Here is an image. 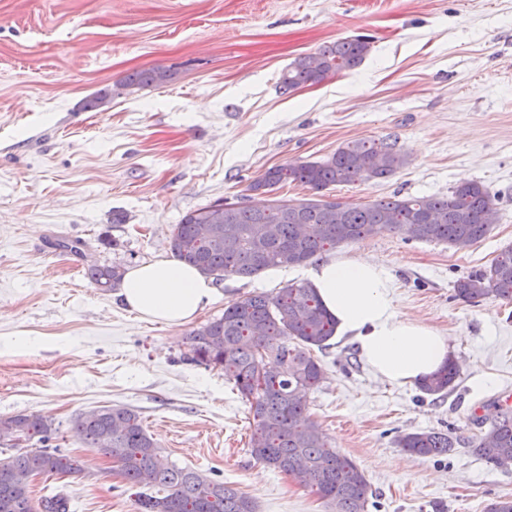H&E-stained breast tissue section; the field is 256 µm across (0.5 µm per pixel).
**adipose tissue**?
Instances as JSON below:
<instances>
[{
    "mask_svg": "<svg viewBox=\"0 0 512 512\" xmlns=\"http://www.w3.org/2000/svg\"><path fill=\"white\" fill-rule=\"evenodd\" d=\"M311 282L335 318L338 334L352 339L360 361L375 377L402 387L431 376L453 359L447 336L399 313L393 276L383 265L332 258L319 262ZM214 294L198 269L170 259L130 267L120 292L140 319L167 325L188 322Z\"/></svg>",
    "mask_w": 512,
    "mask_h": 512,
    "instance_id": "1",
    "label": "adipose tissue"
}]
</instances>
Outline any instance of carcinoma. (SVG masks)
<instances>
[{
  "label": "carcinoma",
  "instance_id": "obj_1",
  "mask_svg": "<svg viewBox=\"0 0 512 512\" xmlns=\"http://www.w3.org/2000/svg\"><path fill=\"white\" fill-rule=\"evenodd\" d=\"M371 51L367 36L327 43L301 54L282 71L278 91L285 95L320 84L359 67ZM175 72L153 67L128 74L123 86L144 87L170 82ZM406 156L388 138L346 143L328 158L274 166L250 184L256 195L300 183L318 199L260 209L246 203L218 202L185 215L175 225L173 257L221 282L224 276L251 278L267 269L300 265L340 245L364 240L381 230H395L411 240L473 246L486 238L494 223L496 197L483 184L467 182L446 196H400L367 204L330 200L322 191L333 185L387 178L405 166ZM87 278L98 288L121 282L120 268L92 264ZM455 298L466 303L486 299L512 303V247L488 266L454 282ZM336 322L314 288L288 284L274 293L255 292L224 309V315L188 336L191 361L224 371L248 404L253 423L251 454L284 474L297 475L332 512H366L369 484L363 470L332 446L329 437L307 415L310 394L324 378L312 348L329 346ZM455 362L417 382L419 390L440 397L454 388ZM77 427L86 443L118 464L125 481L157 489L141 494L138 512H257L256 502L240 490L206 474L165 460L139 415L125 406H103L80 415ZM0 436V512H69V498L59 493L31 497L26 475H69L82 467L71 456L48 448L12 451L11 436L51 439L52 420L17 414L2 418ZM397 447L410 455L440 457L459 444L451 431L405 432ZM475 451L495 467L512 469V410L496 406Z\"/></svg>",
  "mask_w": 512,
  "mask_h": 512
}]
</instances>
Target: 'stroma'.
Masks as SVG:
<instances>
[{
    "mask_svg": "<svg viewBox=\"0 0 512 512\" xmlns=\"http://www.w3.org/2000/svg\"><path fill=\"white\" fill-rule=\"evenodd\" d=\"M358 35L372 49L355 70L279 94L296 57ZM153 66L174 80L123 87ZM385 137L406 165L327 196H443L477 181L498 197L489 235L467 249L387 230L332 251L388 268L400 314L448 336L457 386L424 398L376 380L337 336L314 353L325 378L309 413L364 470L367 512H486L512 497V470L475 451L481 418L512 395V304L462 302L453 283L512 245V0H0V416L53 418L52 447L85 468L32 477L33 499L60 491L70 512H136L135 490L75 426L123 405L169 461L233 485L257 512H329L253 458L247 404L186 344L239 298L307 281L308 265L225 277L174 326L138 319L85 268L171 258L186 213L247 201L270 167ZM64 240L82 241V255ZM430 429L454 432L457 448H397L401 433Z\"/></svg>",
    "mask_w": 512,
    "mask_h": 512,
    "instance_id": "35a3bbf8",
    "label": "stroma"
}]
</instances>
